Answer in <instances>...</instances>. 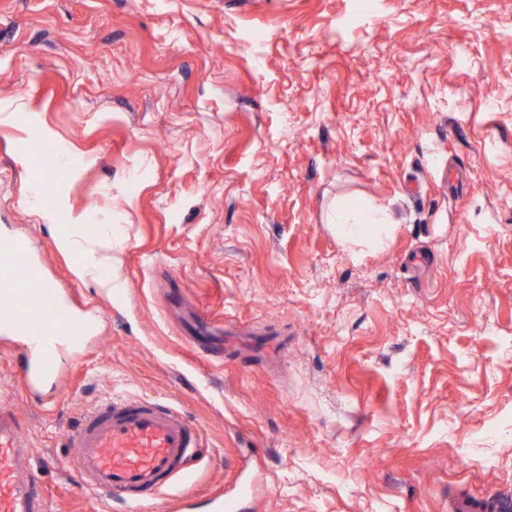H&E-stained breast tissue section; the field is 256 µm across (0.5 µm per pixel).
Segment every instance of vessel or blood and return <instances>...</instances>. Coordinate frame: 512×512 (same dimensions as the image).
<instances>
[{
  "mask_svg": "<svg viewBox=\"0 0 512 512\" xmlns=\"http://www.w3.org/2000/svg\"><path fill=\"white\" fill-rule=\"evenodd\" d=\"M21 245L0 244V315L9 334L23 343L29 362L20 378L25 384L55 376L59 340L83 345L73 314L52 289L42 284L40 270L21 262ZM199 430L181 412L157 401L120 397L83 410L71 435L76 453L69 464L80 489L101 492L142 512L162 492L191 475ZM173 512H231L223 492L199 498L175 494ZM0 512H46L41 480L25 450L22 428L12 411L0 407ZM450 512H512V495L484 500L457 497Z\"/></svg>",
  "mask_w": 512,
  "mask_h": 512,
  "instance_id": "vessel-or-blood-1",
  "label": "vessel or blood"
}]
</instances>
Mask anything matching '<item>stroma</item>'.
<instances>
[{
  "instance_id": "obj_1",
  "label": "stroma",
  "mask_w": 512,
  "mask_h": 512,
  "mask_svg": "<svg viewBox=\"0 0 512 512\" xmlns=\"http://www.w3.org/2000/svg\"><path fill=\"white\" fill-rule=\"evenodd\" d=\"M339 202L384 243L345 244ZM46 207L111 225L121 289L74 276ZM13 239L91 324L32 390L0 328L49 512H123L67 470L120 396L199 426L192 493L258 476L243 512L512 491V0H0ZM198 312L239 346L189 342ZM330 220L336 224L341 238L349 244H355L367 236L374 243L380 244L383 242V234L392 230L384 213L372 211L366 218H362L356 210L344 204L332 208Z\"/></svg>"
}]
</instances>
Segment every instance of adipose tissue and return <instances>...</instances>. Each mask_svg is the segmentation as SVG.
<instances>
[{
    "mask_svg": "<svg viewBox=\"0 0 512 512\" xmlns=\"http://www.w3.org/2000/svg\"><path fill=\"white\" fill-rule=\"evenodd\" d=\"M330 220L336 225L341 238L350 244L367 237L374 243H382L384 233L391 230L385 214L373 211L363 217L343 204L333 207ZM54 231L57 247L73 257L74 272L80 280L94 281L98 287L107 291L116 287L117 282L112 276L116 258L112 253L111 225H104L100 236L95 239L84 236L83 226L78 221L55 226Z\"/></svg>",
    "mask_w": 512,
    "mask_h": 512,
    "instance_id": "1",
    "label": "adipose tissue"
}]
</instances>
